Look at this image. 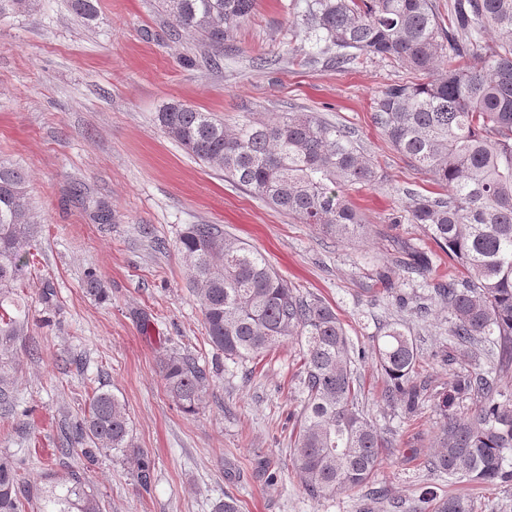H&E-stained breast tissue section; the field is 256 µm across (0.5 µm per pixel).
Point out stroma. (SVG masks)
<instances>
[{"instance_id": "1", "label": "stroma", "mask_w": 512, "mask_h": 512, "mask_svg": "<svg viewBox=\"0 0 512 512\" xmlns=\"http://www.w3.org/2000/svg\"><path fill=\"white\" fill-rule=\"evenodd\" d=\"M306 3L257 0L233 50L219 56L179 31L158 0H95L90 18L70 0H37L31 11L0 17V160L26 174L42 226L32 244L37 261L19 290L31 340L10 371L17 403L0 411V457L14 459L29 485L49 472L84 469L104 512H212L227 495L240 512H412L428 489L471 499L478 512H512V490L430 469L435 395L453 373L445 360L448 313L421 319L414 305L426 303L429 279L457 276L459 268L408 219L409 195L429 194L433 184L372 119L382 90L417 75L363 57L336 67L303 28ZM171 102L229 128L248 112H315L349 129L380 176L348 192L371 226L367 238L325 236L187 155L156 122ZM99 201L110 223L97 220ZM190 224L221 225L336 311L364 386V414L394 443L374 479L385 498L366 488L320 501L306 495L289 445L303 405L301 343L280 344L256 366L212 349L177 250ZM399 243L427 252L429 278L389 265ZM91 270L105 298L87 293ZM395 321L422 353L417 382L426 397L413 417L382 401L385 377L369 355L373 337ZM173 351L206 370L197 414L183 413L167 391L160 363ZM99 388L125 403L149 483L136 465L109 456L88 467L80 451L60 454L64 430Z\"/></svg>"}]
</instances>
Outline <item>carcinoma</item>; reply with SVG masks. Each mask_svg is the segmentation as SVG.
<instances>
[{"mask_svg": "<svg viewBox=\"0 0 512 512\" xmlns=\"http://www.w3.org/2000/svg\"><path fill=\"white\" fill-rule=\"evenodd\" d=\"M182 29L222 52L254 13L255 0H160ZM303 23L336 67L378 58L423 75L388 87L374 123L412 166L443 189L409 198L410 221L448 252L462 276L432 284V299L448 307V335L474 368L458 373L441 401L432 468L490 486H512V406L503 386L508 365L482 366L485 344L512 352V0H454L443 19L434 0H310ZM497 40L490 42L487 36ZM160 129L191 157L326 236L350 239L369 225L348 198L350 187L376 180L373 163L352 132L314 112H273L234 128L209 112L169 103ZM37 225L26 177L0 161V407H13L8 374L14 345L29 335V318L15 299L31 262ZM212 347L234 362H254L290 338L304 343V405L290 436L291 462L313 500L355 491L375 478L381 449L392 447L360 409L362 388L352 369L349 338L334 309L288 285L259 251L219 224H190L178 242ZM391 263L430 271L418 250H397ZM371 355L385 375L381 398L413 415L421 390L412 378L421 355L401 323L382 328ZM167 390L186 413L203 399L207 374L180 353L161 362ZM470 412H449L455 400ZM126 405L109 390L89 398L65 439L68 455L81 444L100 456H139ZM25 487L15 462L0 457V512H21ZM37 512H102L83 472L48 474L35 487ZM414 512H476L458 496L426 493Z\"/></svg>", "mask_w": 512, "mask_h": 512, "instance_id": "cac0c4a2", "label": "carcinoma"}]
</instances>
